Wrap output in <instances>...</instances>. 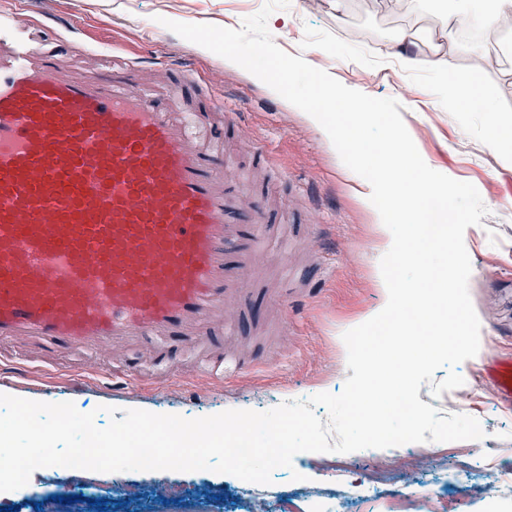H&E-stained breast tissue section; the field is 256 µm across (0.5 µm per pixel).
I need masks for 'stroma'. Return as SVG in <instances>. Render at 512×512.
<instances>
[{"label":"stroma","instance_id":"1","mask_svg":"<svg viewBox=\"0 0 512 512\" xmlns=\"http://www.w3.org/2000/svg\"><path fill=\"white\" fill-rule=\"evenodd\" d=\"M265 0H23L27 14L49 26H71L69 38L80 67L96 53L117 51L141 60L138 82L156 84L159 98L170 94L165 74L154 71L155 57L173 64L196 62L207 85L223 91L228 103L231 149L243 152L244 173L258 183H276L288 200L293 254L285 286L294 298L288 307V332L277 334L276 302L251 303L236 334L245 366L224 379L208 378L204 369L175 363L171 378L145 375L129 390L116 391L110 380L84 373L77 360L53 370L0 369V389L22 398L70 401L95 412L106 426L103 406L137 408L186 418L216 414L228 408L264 411L320 392L340 393L347 368L346 331L381 310L387 298L381 288L380 260L386 239L379 216L360 195L364 180L340 159L329 137L307 114L280 97L233 62L179 37L164 20L205 23L238 29L258 13ZM268 29L285 52L376 98H393L426 164L455 180L473 184L488 213L468 227L464 243L472 272L469 293L480 320V354L512 352V139L492 144L490 125L512 118V27H464L447 35L437 0H346L343 10L329 0H291L274 11ZM423 57L442 55L454 71L478 70L492 112H455L439 95V74L410 69L390 47L398 38ZM269 148L270 169H252L247 150ZM474 403L456 404L453 392L432 399L428 386L419 398L441 416L457 412L476 418L485 433L479 441L411 443L380 451L350 454L306 452L291 468H279L268 484L266 512H335L337 501L355 503L366 496L376 462L393 469L387 490L407 496L421 486L445 482L449 466L459 468L461 484H481V497L460 498L455 512H512V410L499 406L489 383L479 374L478 357L457 367ZM208 485L211 498L198 512H224L226 506L248 512L250 482L209 470L179 472L86 471L69 476L52 467L37 470L27 485L0 492V510L36 512V503L51 495L92 493L116 512L120 489L151 498L164 488L190 496Z\"/></svg>","mask_w":512,"mask_h":512}]
</instances>
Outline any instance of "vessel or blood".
I'll use <instances>...</instances> for the list:
<instances>
[{
	"mask_svg": "<svg viewBox=\"0 0 512 512\" xmlns=\"http://www.w3.org/2000/svg\"><path fill=\"white\" fill-rule=\"evenodd\" d=\"M136 61L72 66L60 32L0 10V365L43 370L75 353L126 383L146 354L170 371L220 347L232 307L257 297L251 272L284 211L265 207L224 159L220 95L192 66L179 90L206 104L180 117L130 74ZM482 372L512 408V353Z\"/></svg>",
	"mask_w": 512,
	"mask_h": 512,
	"instance_id": "vessel-or-blood-1",
	"label": "vessel or blood"
}]
</instances>
